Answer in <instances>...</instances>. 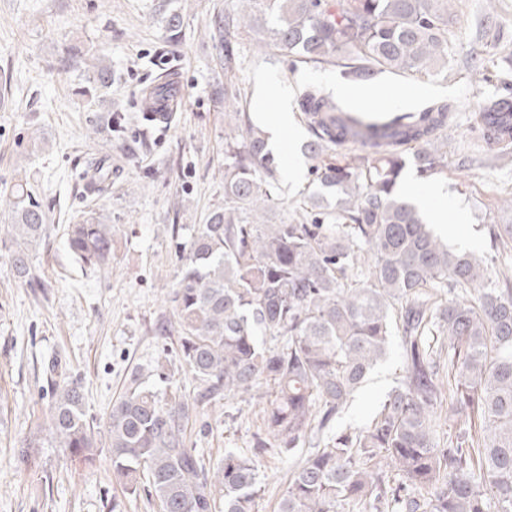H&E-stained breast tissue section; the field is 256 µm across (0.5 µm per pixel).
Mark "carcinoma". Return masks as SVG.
I'll return each instance as SVG.
<instances>
[{
  "label": "carcinoma",
  "instance_id": "cac0c4a2",
  "mask_svg": "<svg viewBox=\"0 0 512 512\" xmlns=\"http://www.w3.org/2000/svg\"><path fill=\"white\" fill-rule=\"evenodd\" d=\"M454 0H236L214 16L211 40L224 62L216 96L240 98L232 77L242 26L264 31L265 49L305 64L331 65L362 83L383 72L448 70ZM173 73L142 89L145 118L165 123ZM82 89L103 106L112 69L97 67ZM480 110L482 137L512 148V85ZM298 110L310 140L303 151L321 194L318 213L269 224L280 204L281 159L269 133L247 112L224 130V207L193 226L169 293L193 399L160 394L132 374L108 418L112 476L127 490L144 484L161 512H256L262 482L255 458L232 449L208 466L187 447L198 407L224 396L268 398L259 448L293 452L312 422L342 412L390 350L401 325L405 375L366 428L341 432L292 471L278 512H512V277L498 279L469 253L448 247L397 185L413 166L433 180L448 174L446 101L364 122L332 93L308 86ZM83 175L103 194L107 158ZM0 243L11 242L15 273L34 279L30 252L47 233V215L28 183L0 191ZM70 252L99 269L112 258V227L85 217L67 226ZM268 387V393L261 392ZM455 439L440 446L438 410ZM58 446L90 464L94 431L75 383L59 387L50 409Z\"/></svg>",
  "mask_w": 512,
  "mask_h": 512
}]
</instances>
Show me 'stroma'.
<instances>
[{
	"mask_svg": "<svg viewBox=\"0 0 512 512\" xmlns=\"http://www.w3.org/2000/svg\"><path fill=\"white\" fill-rule=\"evenodd\" d=\"M229 0H0V189L18 179L32 185L49 216L47 235L31 252L38 285L18 278L0 250V512H159L147 490L128 492L112 479L107 420L132 371L148 373L157 389L177 385L187 396L197 387L180 364L174 337L158 332L172 319L167 292L181 265V242L193 225L224 204V128L235 106L214 95L224 68L210 38L214 12ZM183 18L170 41L165 17ZM261 33L241 28L233 82L256 112L260 79L273 80L288 102L291 145L275 144L298 181L282 179L281 205L269 215L288 220L318 186L301 147L308 132L296 97L318 83L341 104L377 107L378 96L400 97L397 110L412 111L435 99L458 106L448 136L449 198L465 217L449 228V247L486 258L494 272L512 275V247H499L496 225L512 224V158L498 159L477 139L481 103L512 79V0H456L450 26L448 70L436 76L381 74L366 82L364 100L349 96L339 69L256 50ZM112 64L107 93L125 130L94 133L101 108L78 89L92 65ZM487 78L479 80L476 69ZM177 76L182 107L166 124L144 121L140 91L163 73ZM108 157L112 190L86 192L79 175L94 158ZM90 212L112 227V261L83 266L68 250L64 227ZM179 234H172V225ZM399 342L370 375L330 431L313 429L305 445L288 454L257 448L266 403L220 399L190 422L187 444L213 463L225 449L253 455L262 477L258 512H277L291 470L328 432L367 427L403 374ZM80 383L86 418L97 439L93 464L70 457L54 442L48 412L58 384ZM32 447L28 459L18 451Z\"/></svg>",
	"mask_w": 512,
	"mask_h": 512,
	"instance_id": "35a3bbf8",
	"label": "stroma"
}]
</instances>
